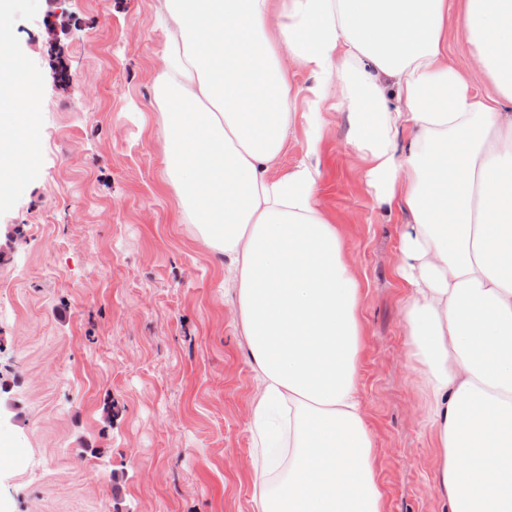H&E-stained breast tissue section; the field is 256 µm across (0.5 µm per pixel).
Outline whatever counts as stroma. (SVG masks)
I'll return each instance as SVG.
<instances>
[{
    "label": "stroma",
    "mask_w": 512,
    "mask_h": 512,
    "mask_svg": "<svg viewBox=\"0 0 512 512\" xmlns=\"http://www.w3.org/2000/svg\"><path fill=\"white\" fill-rule=\"evenodd\" d=\"M162 0H17L0 44L37 95L23 173L0 197V512H255L256 391L224 298L162 178ZM65 11L56 41L45 23ZM319 200L364 285L360 397L387 512H443L394 264L403 217L375 204L335 101Z\"/></svg>",
    "instance_id": "stroma-1"
}]
</instances>
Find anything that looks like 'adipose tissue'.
I'll list each match as a JSON object with an SVG mask.
<instances>
[{"label":"adipose tissue","instance_id":"ef3b65f1","mask_svg":"<svg viewBox=\"0 0 512 512\" xmlns=\"http://www.w3.org/2000/svg\"><path fill=\"white\" fill-rule=\"evenodd\" d=\"M163 179L223 255L248 349L256 512H386L359 395L362 284L318 202L337 99L378 206L405 217L396 274L448 512H512V0H163ZM485 87L448 55V20ZM308 71L305 114L290 72ZM34 87L0 52V191ZM305 119L304 159L279 172Z\"/></svg>","mask_w":512,"mask_h":512}]
</instances>
